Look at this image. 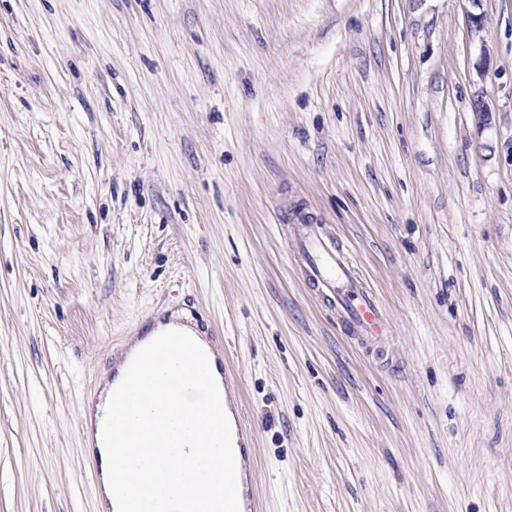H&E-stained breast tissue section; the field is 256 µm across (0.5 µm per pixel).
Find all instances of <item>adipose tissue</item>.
<instances>
[{"label": "adipose tissue", "mask_w": 512, "mask_h": 512, "mask_svg": "<svg viewBox=\"0 0 512 512\" xmlns=\"http://www.w3.org/2000/svg\"><path fill=\"white\" fill-rule=\"evenodd\" d=\"M174 322L156 325L130 348L131 356L117 366L114 382L106 384L95 418L104 421L119 405V386L125 384L135 367L132 357L145 351L155 340L175 330ZM184 365L178 356H170L158 369L155 385L141 392L134 419L152 420L154 435L167 443V451H156L135 465L124 461L121 449L101 443L97 451L102 465L104 512H162L149 502V492L162 486L182 505L181 512H218L224 500V430L232 424L227 397L219 384L215 365H208L201 384L208 396L191 405L166 386L167 378L182 374ZM205 460L206 474H196L193 462Z\"/></svg>", "instance_id": "1"}]
</instances>
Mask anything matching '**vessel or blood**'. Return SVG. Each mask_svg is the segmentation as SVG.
I'll return each instance as SVG.
<instances>
[{
    "mask_svg": "<svg viewBox=\"0 0 512 512\" xmlns=\"http://www.w3.org/2000/svg\"><path fill=\"white\" fill-rule=\"evenodd\" d=\"M293 247L300 257L310 283L323 291V298L340 316L347 333L364 343L381 342L389 333V321L379 300L361 281L343 247L328 237L322 225L301 224L293 231ZM168 350L177 352L185 366L181 376L171 378L170 385L178 392L192 385L194 375L204 367L201 351L179 339L167 342ZM160 357L152 351L135 359L136 385L126 386L127 407L137 402L138 387L148 386ZM260 504L249 486L244 471L234 466L224 469V505L222 512H259Z\"/></svg>",
    "mask_w": 512,
    "mask_h": 512,
    "instance_id": "1",
    "label": "vessel or blood"
}]
</instances>
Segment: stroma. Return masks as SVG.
Masks as SVG:
<instances>
[{
  "label": "stroma",
  "mask_w": 512,
  "mask_h": 512,
  "mask_svg": "<svg viewBox=\"0 0 512 512\" xmlns=\"http://www.w3.org/2000/svg\"><path fill=\"white\" fill-rule=\"evenodd\" d=\"M468 8L0 0V512H100L88 408L186 309L263 512H512V0ZM304 221L389 316L372 349ZM294 251L309 282L323 289V299L336 310L346 332L362 343H379L389 321L371 288L361 281L343 247L328 237L322 224H299L293 231Z\"/></svg>",
  "instance_id": "1"
}]
</instances>
